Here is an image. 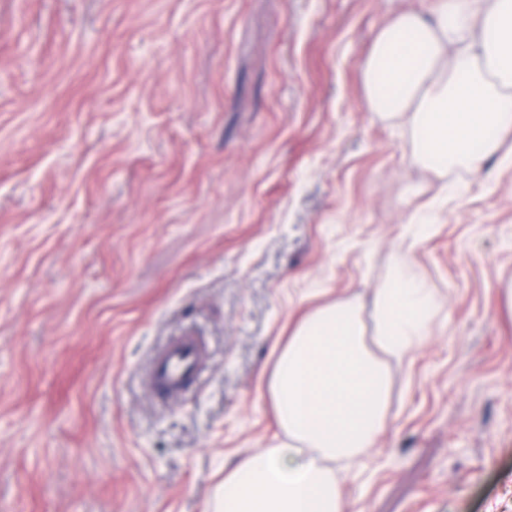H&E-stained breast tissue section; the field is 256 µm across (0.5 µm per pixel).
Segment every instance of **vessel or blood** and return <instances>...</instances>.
I'll use <instances>...</instances> for the list:
<instances>
[{"label": "vessel or blood", "mask_w": 512, "mask_h": 512, "mask_svg": "<svg viewBox=\"0 0 512 512\" xmlns=\"http://www.w3.org/2000/svg\"><path fill=\"white\" fill-rule=\"evenodd\" d=\"M203 359L204 348L197 337H177L155 355L150 384L166 394H178L194 378Z\"/></svg>", "instance_id": "vessel-or-blood-1"}]
</instances>
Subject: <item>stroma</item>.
Listing matches in <instances>:
<instances>
[{
    "instance_id": "1",
    "label": "stroma",
    "mask_w": 512,
    "mask_h": 512,
    "mask_svg": "<svg viewBox=\"0 0 512 512\" xmlns=\"http://www.w3.org/2000/svg\"><path fill=\"white\" fill-rule=\"evenodd\" d=\"M425 0H0V512H220L276 444L296 321L371 318L392 258L443 289L388 360L348 512L512 502V131L478 174L411 164L360 65ZM192 335L193 385L150 387ZM203 359L204 348L197 337L179 336L155 355L150 384L161 392L176 395L191 382Z\"/></svg>"
}]
</instances>
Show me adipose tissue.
I'll list each match as a JSON object with an SVG mask.
<instances>
[{
	"label": "adipose tissue",
	"mask_w": 512,
	"mask_h": 512,
	"mask_svg": "<svg viewBox=\"0 0 512 512\" xmlns=\"http://www.w3.org/2000/svg\"><path fill=\"white\" fill-rule=\"evenodd\" d=\"M364 100L410 128L411 163L481 172L512 126V0H430L379 29L360 69ZM442 301L397 255L371 319L336 300L306 314L280 349L267 395L283 437L224 473V512H347L334 466L388 431L386 358L434 334Z\"/></svg>",
	"instance_id": "1"
}]
</instances>
